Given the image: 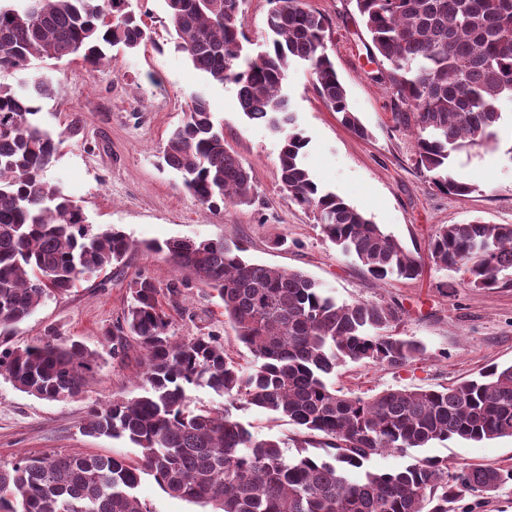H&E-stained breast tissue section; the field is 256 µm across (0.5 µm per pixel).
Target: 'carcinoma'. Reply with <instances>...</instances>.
<instances>
[{
  "instance_id": "carcinoma-1",
  "label": "carcinoma",
  "mask_w": 512,
  "mask_h": 512,
  "mask_svg": "<svg viewBox=\"0 0 512 512\" xmlns=\"http://www.w3.org/2000/svg\"><path fill=\"white\" fill-rule=\"evenodd\" d=\"M127 0L0 2V70L33 59L82 54L96 68L106 49H135L147 34ZM177 46L208 80L238 87L244 115L283 135L282 189L310 210L324 236L376 279H415L422 257L407 250L341 195L323 189L303 163L308 140L296 130L284 85L291 63L308 65L324 103L358 136L366 128L327 51L328 23L303 0H270V42L245 52L243 0H165ZM374 55L388 64L384 83L412 129L417 165L433 184L464 196L475 187L451 173L455 153L496 144L512 102V0H355ZM32 89L0 85V375L31 396L65 401L88 388L99 355L49 330L24 347L5 338L45 299L107 271L136 244L122 230L93 229L44 171L69 137L43 128ZM165 164L201 206L219 210L255 199L251 167L224 145L207 101L193 99L171 134ZM148 248L208 283L224 316L251 354L244 366L214 334L178 339L171 312L187 284L161 286L138 275L130 299L104 336L123 363L131 343L142 350L140 394L87 407L83 432L123 439L139 461L112 456L24 455L0 463V512H152L137 496L150 476L169 496L212 506L211 512H448L468 492L489 494L512 481V468L461 467L423 458L396 472L350 473L385 451L438 441L512 438V365L436 389L341 394L328 384L348 362L401 367L423 354L416 341L388 334L396 311L383 304L338 303L300 271L250 262L224 238H171ZM437 265L464 272L472 288L512 285V224L478 220L444 224L428 244ZM207 388L223 402L191 407L190 392ZM256 407L297 426L288 441L255 437L233 411ZM322 448L325 453H311Z\"/></svg>"
}]
</instances>
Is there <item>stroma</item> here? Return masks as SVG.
<instances>
[{
  "label": "stroma",
  "mask_w": 512,
  "mask_h": 512,
  "mask_svg": "<svg viewBox=\"0 0 512 512\" xmlns=\"http://www.w3.org/2000/svg\"><path fill=\"white\" fill-rule=\"evenodd\" d=\"M305 3L329 23L328 53L353 112L368 131L361 138L348 129L319 97L306 66L292 64L286 92L296 125L309 140L306 165L314 179L407 249L422 254L441 225L475 219L512 224V104L503 108L494 149L473 148L453 158V172L473 184L474 192L457 196L439 191L415 163L411 131L393 119L394 99L380 80L387 65L371 57V39L354 0ZM128 8L149 34L135 51L112 48L109 62L94 69L73 56L35 59L28 69L0 71V85L14 88L38 75L49 78L52 91L38 104L50 131H62L72 115H80V134L63 144L45 178L63 185L90 224L119 228L138 245L120 267L46 299L16 326L11 345H24L52 329L97 352L102 368L82 396L67 402L38 399L0 376V462L49 452L138 456V449L125 441L81 431L91 402L105 404L114 396L137 393L133 376L140 348L131 346L121 365L112 360L103 336L126 306L127 284L137 275L161 284L189 279L183 307L172 315L174 335L217 334L231 356L250 361L211 288L190 280L188 271L175 267L165 254L149 251V244L173 237L221 236L241 242L252 261L304 272L337 302L359 300L395 308L398 319L391 335L420 342L424 353L400 368L347 363L330 379L343 393L371 396L389 388H436L475 378L493 365L512 364V287L472 288L461 272L429 260L417 279H374L328 241L313 214L282 190L281 137L247 120L234 83H213L194 69L177 46L165 0H128ZM198 95L208 101L215 123L223 126L226 147L251 166L257 190L253 205L204 209L180 175L164 164L168 138ZM426 457L446 460L452 471L464 465L512 467V438L479 443L452 439L384 452L366 467L397 471Z\"/></svg>",
  "instance_id": "obj_1"
}]
</instances>
